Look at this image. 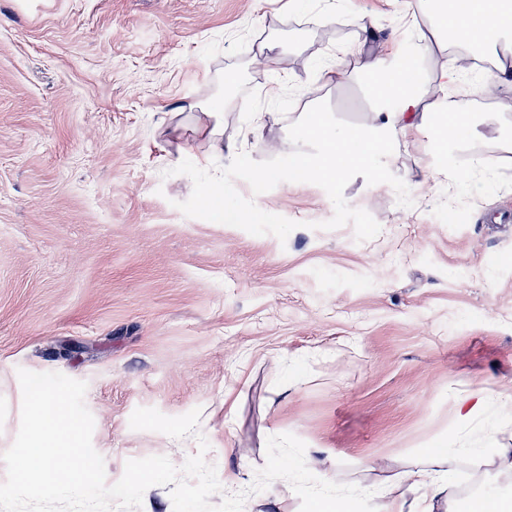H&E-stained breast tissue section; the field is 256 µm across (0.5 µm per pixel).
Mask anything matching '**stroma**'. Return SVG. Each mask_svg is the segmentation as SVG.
<instances>
[{
  "instance_id": "stroma-1",
  "label": "stroma",
  "mask_w": 512,
  "mask_h": 512,
  "mask_svg": "<svg viewBox=\"0 0 512 512\" xmlns=\"http://www.w3.org/2000/svg\"><path fill=\"white\" fill-rule=\"evenodd\" d=\"M408 0H0V454L18 369L87 384L107 483L131 459L210 449L252 485L268 437L387 512L431 449L458 508L512 492V81L461 66L448 101L492 135L436 155L411 138L376 179L290 176L321 103L376 102L361 53L414 49ZM285 47L252 58L268 40ZM342 60L340 85L318 67ZM239 85L225 91L226 68ZM281 84L278 98L267 90ZM218 103L209 162L192 105ZM248 109H241V102ZM484 403L468 418L459 397ZM200 409L198 433L135 431L136 408Z\"/></svg>"
}]
</instances>
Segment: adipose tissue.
<instances>
[{"mask_svg": "<svg viewBox=\"0 0 512 512\" xmlns=\"http://www.w3.org/2000/svg\"><path fill=\"white\" fill-rule=\"evenodd\" d=\"M427 21L416 28V51L396 64L378 56L362 57L360 72L372 93L380 99H396L392 111L375 110L369 122L339 127L327 112L313 108L305 112L299 126L301 138L318 143L319 151L295 162L298 176H315L335 182L352 174L373 176L369 159L399 140L424 136L440 156L448 144L463 134L475 133L472 113L458 112L446 104L448 89L458 80L456 69L432 76L436 96L424 102V78L419 66L432 44L462 47L481 57L497 50H512V0H427ZM445 451L431 452L428 466L417 475L418 497L413 512H457L456 490L448 480Z\"/></svg>", "mask_w": 512, "mask_h": 512, "instance_id": "adipose-tissue-1", "label": "adipose tissue"}]
</instances>
